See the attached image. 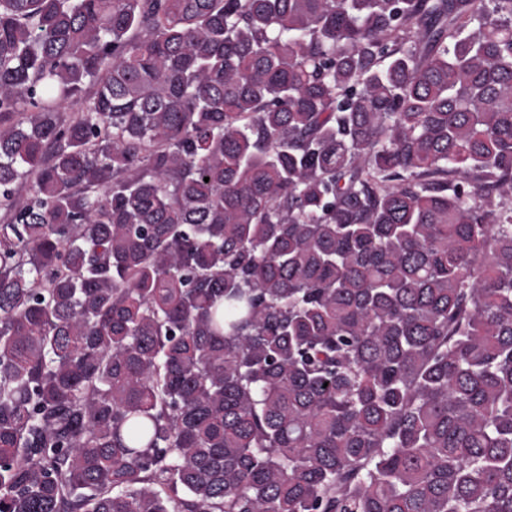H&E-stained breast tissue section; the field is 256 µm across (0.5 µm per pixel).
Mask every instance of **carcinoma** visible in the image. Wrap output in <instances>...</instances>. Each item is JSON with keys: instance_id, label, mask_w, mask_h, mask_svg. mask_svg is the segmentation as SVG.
I'll use <instances>...</instances> for the list:
<instances>
[{"instance_id": "carcinoma-1", "label": "carcinoma", "mask_w": 512, "mask_h": 512, "mask_svg": "<svg viewBox=\"0 0 512 512\" xmlns=\"http://www.w3.org/2000/svg\"><path fill=\"white\" fill-rule=\"evenodd\" d=\"M0 512H512V0H0Z\"/></svg>"}]
</instances>
